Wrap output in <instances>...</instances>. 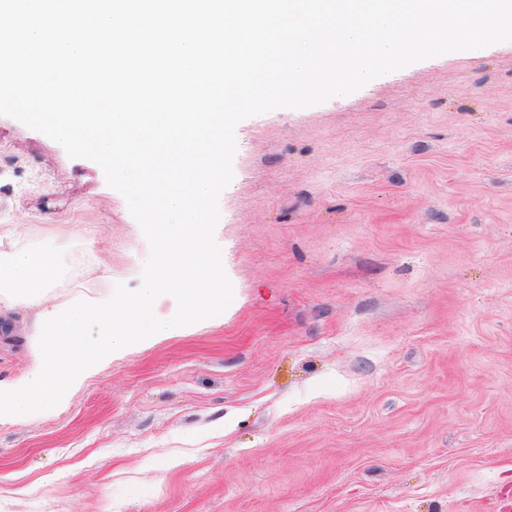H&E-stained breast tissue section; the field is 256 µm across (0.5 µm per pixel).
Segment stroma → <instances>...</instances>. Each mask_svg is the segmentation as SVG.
I'll return each instance as SVG.
<instances>
[{"mask_svg":"<svg viewBox=\"0 0 512 512\" xmlns=\"http://www.w3.org/2000/svg\"><path fill=\"white\" fill-rule=\"evenodd\" d=\"M220 320L0 418V512H512V42L235 130ZM0 246L56 268L0 306V383L42 310L141 283L149 244L95 162L0 116Z\"/></svg>","mask_w":512,"mask_h":512,"instance_id":"stroma-1","label":"stroma"}]
</instances>
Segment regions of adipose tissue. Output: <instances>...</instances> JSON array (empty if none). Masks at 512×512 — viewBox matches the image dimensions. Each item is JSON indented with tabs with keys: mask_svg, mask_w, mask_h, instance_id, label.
<instances>
[{
	"mask_svg": "<svg viewBox=\"0 0 512 512\" xmlns=\"http://www.w3.org/2000/svg\"><path fill=\"white\" fill-rule=\"evenodd\" d=\"M49 263V257L40 253L0 252V305L41 304L44 284L34 271Z\"/></svg>",
	"mask_w": 512,
	"mask_h": 512,
	"instance_id": "adipose-tissue-1",
	"label": "adipose tissue"
}]
</instances>
